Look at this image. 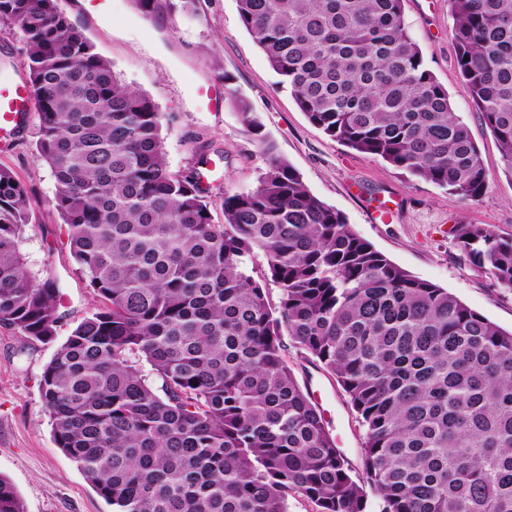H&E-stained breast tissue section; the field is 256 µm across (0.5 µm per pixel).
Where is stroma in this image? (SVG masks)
Wrapping results in <instances>:
<instances>
[{"label":"stroma","mask_w":512,"mask_h":512,"mask_svg":"<svg viewBox=\"0 0 512 512\" xmlns=\"http://www.w3.org/2000/svg\"><path fill=\"white\" fill-rule=\"evenodd\" d=\"M97 51L126 84L155 99L169 121L163 150L173 173L188 174L197 148L222 147L227 164L214 177L239 193L253 190L265 169L261 144L269 142L301 175L308 190L335 208L352 230L393 263L449 293L507 331L512 330V289L488 278L457 242L460 224L490 226L512 237V179L501 170L498 145L476 112L461 78L448 0H404L409 33L426 66L447 88L451 104L478 146L488 180L482 196L465 202L448 189L396 169L382 159L329 139L301 112L244 27L237 0H161L143 15L134 0H61ZM25 45L18 30L0 23V79L26 81ZM207 96H200V89ZM237 91L261 125L243 123L228 93ZM37 117L0 142V168L27 188L31 221L19 249L38 281L59 290L60 321L52 341L38 342L0 325V475L20 496L25 512H111L76 464L54 442L40 394L46 365L76 324L101 301L70 253L67 226L52 201L55 180L35 149ZM288 364L321 411L353 467L361 472L363 430L336 379L296 349Z\"/></svg>","instance_id":"obj_1"}]
</instances>
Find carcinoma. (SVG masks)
Wrapping results in <instances>:
<instances>
[{
    "label": "carcinoma",
    "mask_w": 512,
    "mask_h": 512,
    "mask_svg": "<svg viewBox=\"0 0 512 512\" xmlns=\"http://www.w3.org/2000/svg\"><path fill=\"white\" fill-rule=\"evenodd\" d=\"M237 2L330 139L464 201L482 196L480 151L426 68L403 0ZM448 2L458 71L512 176V0ZM0 22L23 35L53 205L106 304L47 364L41 397L55 444L112 512H288L290 493L317 512H367L370 494L380 512H512V331L355 234L264 140L258 186L218 188L224 223H213L207 147L189 174H172L167 115L120 81L60 0H0ZM29 218L26 187L0 168V325L45 342L58 290L20 253ZM457 240L512 288V238L461 224ZM256 251L276 305L248 273ZM288 341L347 395L365 477L288 366ZM0 512H24L3 476Z\"/></svg>",
    "instance_id": "1"
}]
</instances>
